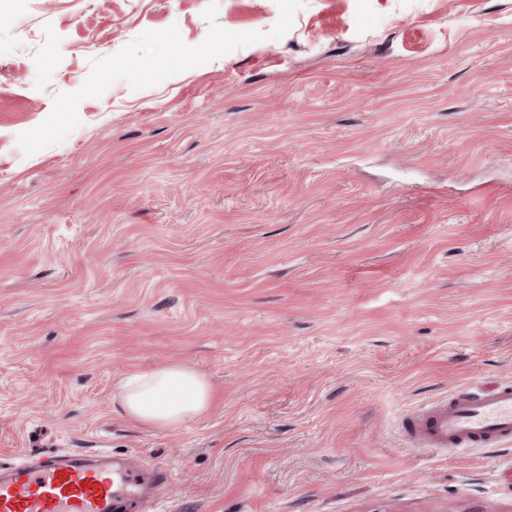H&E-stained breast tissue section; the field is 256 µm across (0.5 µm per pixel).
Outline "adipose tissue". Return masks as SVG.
<instances>
[{
  "label": "adipose tissue",
  "mask_w": 512,
  "mask_h": 512,
  "mask_svg": "<svg viewBox=\"0 0 512 512\" xmlns=\"http://www.w3.org/2000/svg\"><path fill=\"white\" fill-rule=\"evenodd\" d=\"M114 397L122 413L140 425L172 430L207 412L214 389L193 368L170 363L131 372L119 381Z\"/></svg>",
  "instance_id": "adipose-tissue-1"
}]
</instances>
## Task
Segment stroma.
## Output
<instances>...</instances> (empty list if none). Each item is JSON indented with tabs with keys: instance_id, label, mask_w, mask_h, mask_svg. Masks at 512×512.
I'll return each instance as SVG.
<instances>
[{
	"instance_id": "stroma-1",
	"label": "stroma",
	"mask_w": 512,
	"mask_h": 512,
	"mask_svg": "<svg viewBox=\"0 0 512 512\" xmlns=\"http://www.w3.org/2000/svg\"><path fill=\"white\" fill-rule=\"evenodd\" d=\"M178 362L215 399L119 412ZM512 0H0V465L164 467L166 512H512ZM114 397L122 413L140 425L172 430L207 412L214 389L193 368L170 363L131 372L119 381ZM404 432L422 448L465 450L512 442V385L462 391L407 414Z\"/></svg>"
}]
</instances>
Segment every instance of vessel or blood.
I'll return each instance as SVG.
<instances>
[{
    "label": "vessel or blood",
    "mask_w": 512,
    "mask_h": 512,
    "mask_svg": "<svg viewBox=\"0 0 512 512\" xmlns=\"http://www.w3.org/2000/svg\"><path fill=\"white\" fill-rule=\"evenodd\" d=\"M404 432L422 448L465 450L512 443V385L467 390L407 414ZM163 468H119L110 455L68 452L0 469V512H141L145 488Z\"/></svg>",
    "instance_id": "obj_1"
}]
</instances>
